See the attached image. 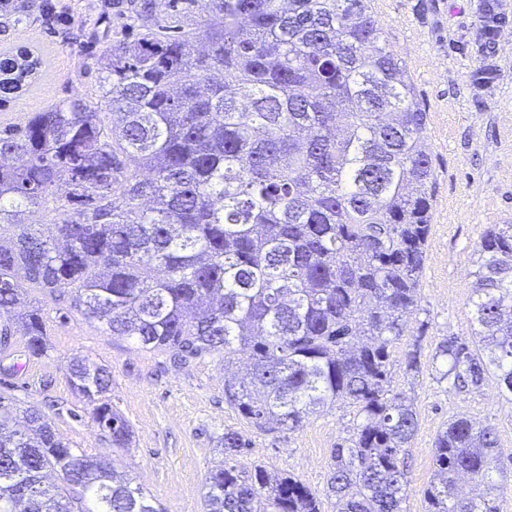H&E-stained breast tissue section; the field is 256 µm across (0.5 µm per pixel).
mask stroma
I'll list each match as a JSON object with an SVG mask.
<instances>
[{"mask_svg":"<svg viewBox=\"0 0 512 512\" xmlns=\"http://www.w3.org/2000/svg\"><path fill=\"white\" fill-rule=\"evenodd\" d=\"M70 22L48 25L41 7L11 0L13 14L0 17V51L36 47L43 64L29 92L0 107V130L25 124L32 113L80 94L97 99L103 66L113 44L106 25L118 0H63ZM480 0H372L373 17L400 55L428 112L425 140L436 189L433 219L421 276L420 312L393 345L391 386L411 397L418 428L404 450L405 512H425L423 491L434 478L435 440L449 421L462 417L494 427L503 450L512 449V400L495 380L461 393L439 372L433 355L446 337L469 338L467 299L476 269V246L494 224H512V0H501L506 22L486 52L476 46ZM493 64L492 84L475 85L473 74ZM41 308L48 352L30 355L15 334L0 374L19 408L42 411L56 435L76 453L108 457L133 484L142 486L165 512H205V478L220 461L219 439L235 430L250 441L240 456L253 465L295 477L323 494L337 443L357 423L348 403L309 415L293 431L263 432L224 397V364L216 357L175 360L173 352L149 350L135 340L105 334L69 300L29 289ZM421 343V372L409 375L405 354ZM86 357L112 373L109 397L133 430L130 447L112 449L91 419L88 401L69 378L73 358Z\"/></svg>","mask_w":512,"mask_h":512,"instance_id":"1","label":"stroma"}]
</instances>
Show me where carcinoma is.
<instances>
[{
  "instance_id": "cac0c4a2",
  "label": "carcinoma",
  "mask_w": 512,
  "mask_h": 512,
  "mask_svg": "<svg viewBox=\"0 0 512 512\" xmlns=\"http://www.w3.org/2000/svg\"><path fill=\"white\" fill-rule=\"evenodd\" d=\"M129 0L100 101L77 95L0 134V313L27 289L74 290L73 307L112 336L182 358L249 352L224 396L258 429L295 430L347 401L360 422L336 445L326 496L337 512H403L413 403L391 388L390 349L417 310L432 224L428 112L371 0ZM478 51L505 24L480 0ZM0 52V101L33 71ZM64 200L46 226L26 210ZM468 298L473 339L434 359L460 392L494 377L512 397V224L481 236ZM31 355L41 313L22 317ZM70 382L114 448L133 431L107 399L112 375L87 358ZM206 477V512H322L320 496L262 466L230 464L250 442L228 430ZM494 429L452 419L438 434L426 512H496L457 492L504 475ZM512 461V452L507 454ZM0 512H163L113 465L77 454L44 415L0 393Z\"/></svg>"
}]
</instances>
